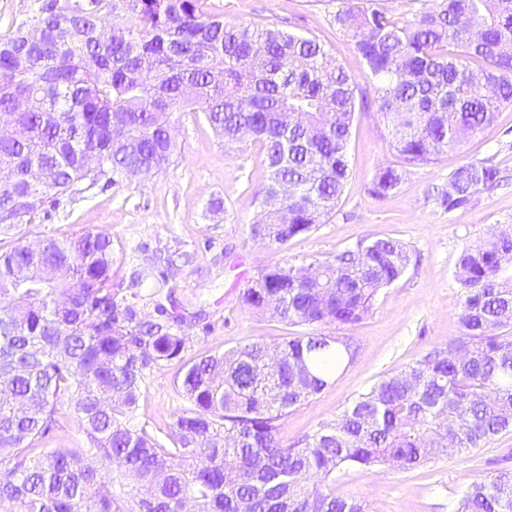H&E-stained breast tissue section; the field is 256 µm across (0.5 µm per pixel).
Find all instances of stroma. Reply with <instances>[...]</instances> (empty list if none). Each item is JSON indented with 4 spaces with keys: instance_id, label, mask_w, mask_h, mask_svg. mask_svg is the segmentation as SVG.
Listing matches in <instances>:
<instances>
[{
    "instance_id": "35a3bbf8",
    "label": "stroma",
    "mask_w": 512,
    "mask_h": 512,
    "mask_svg": "<svg viewBox=\"0 0 512 512\" xmlns=\"http://www.w3.org/2000/svg\"><path fill=\"white\" fill-rule=\"evenodd\" d=\"M205 8L231 22L262 20L315 36L360 90L370 89L351 39L331 20L334 0H206ZM507 130H512V106L503 107L482 134L434 164L407 167L397 190L379 200L369 193L376 172L400 160L376 103L357 106L348 176L335 213L285 249L274 250L250 237L251 225L260 218L257 194L268 176L261 145L224 149L201 114L177 112L172 122L176 149L166 170L119 192L62 197L50 214L37 215L24 226V238L34 243L46 235L92 231L108 234L115 251L126 254L136 248L150 254L178 248L194 253V264L176 276L177 299L185 315L206 313L211 328L186 325L189 358L289 335V327L277 318L242 303L243 290L267 264L326 261L363 239L401 240L410 257L403 277L381 292L361 323L331 328V335L351 340L356 353L323 391L283 420L280 436L288 444L336 416L383 376L459 336L458 258L464 248L512 225V184L480 192L473 206L452 212L441 206L437 193L447 189L450 171L466 160L489 159L512 170V148L503 138ZM216 200L222 201V210L210 211ZM176 373L173 364L150 373L138 418L151 431H162L184 404ZM503 467L512 468V431L485 447L415 470L348 471L336 492L363 501L368 512H453L456 491Z\"/></svg>"
}]
</instances>
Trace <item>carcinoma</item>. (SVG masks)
I'll return each instance as SVG.
<instances>
[{"label":"carcinoma","mask_w":512,"mask_h":512,"mask_svg":"<svg viewBox=\"0 0 512 512\" xmlns=\"http://www.w3.org/2000/svg\"><path fill=\"white\" fill-rule=\"evenodd\" d=\"M396 18L377 0H340L333 23L365 66L391 146L426 165L490 127L512 105V0H412ZM356 81L314 36L228 23L203 0H38L0 35V505L13 512H365L336 494L349 469H418L448 443L482 448L512 429V228L457 262L461 335L359 394L334 419L286 445L281 421L352 358L324 329L353 326L405 272L394 237L360 240L333 259L276 262L241 299L304 332L184 359L175 271L186 253L132 255L114 282L112 238L87 231L27 244L20 227L62 195L128 188L169 165L175 111L202 114L231 150L258 142L268 182L297 186L251 226L282 248L323 223L343 195ZM14 126L28 137L7 134ZM98 155L93 175L82 154ZM402 180L379 171L370 195ZM441 204L512 181L491 160L466 161ZM153 280V288L144 284ZM153 305L157 318L143 308ZM180 364L184 405L161 435L139 423L152 369ZM73 406L83 447L42 452ZM118 463L123 472L107 469ZM455 512H512V469L460 491Z\"/></svg>","instance_id":"1"}]
</instances>
